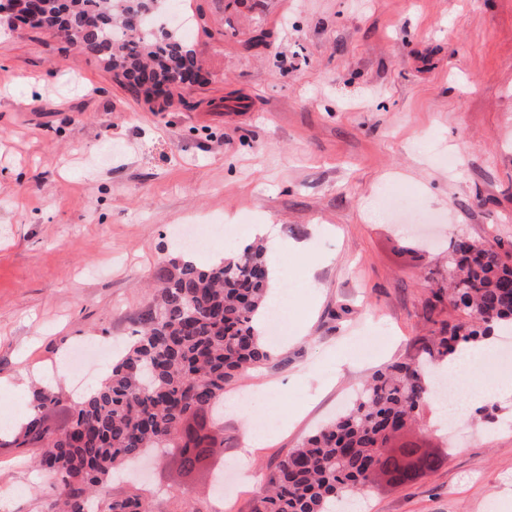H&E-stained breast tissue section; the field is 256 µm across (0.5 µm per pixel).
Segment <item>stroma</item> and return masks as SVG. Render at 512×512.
<instances>
[{
	"mask_svg": "<svg viewBox=\"0 0 512 512\" xmlns=\"http://www.w3.org/2000/svg\"><path fill=\"white\" fill-rule=\"evenodd\" d=\"M207 83L135 97L92 57L0 18V387H32L74 345L122 347L148 285L193 224L269 225L289 248L290 335L227 388L224 493L171 457L111 495L154 488V512H248L257 475L340 413L385 363L411 360L451 238L512 241V0H173ZM429 401L394 447L440 464L380 478L348 512H512V396L454 433ZM270 430L251 452L243 438ZM33 449L0 447V512H47Z\"/></svg>",
	"mask_w": 512,
	"mask_h": 512,
	"instance_id": "obj_1",
	"label": "stroma"
}]
</instances>
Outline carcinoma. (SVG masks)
I'll return each instance as SVG.
<instances>
[{
  "mask_svg": "<svg viewBox=\"0 0 512 512\" xmlns=\"http://www.w3.org/2000/svg\"><path fill=\"white\" fill-rule=\"evenodd\" d=\"M168 2L39 0L38 8L65 44L102 47L106 68L137 96L146 82L171 90L198 69L186 42L162 20ZM450 247L448 285L431 289L432 307L446 301L465 320L440 322L418 360L375 372L347 413L279 459L249 512H338L339 503L365 494L380 475L394 483L408 479L396 471V454L411 457L418 449L389 442L415 424L417 409L432 396L431 371L461 343L512 331V260L494 244L467 238L451 240ZM270 289L261 243L206 266L173 257L140 314L135 339L74 404V431L46 425L45 411L65 399L62 387L34 389L30 414L4 444L36 449L38 468L57 490L50 512H153L137 490L109 494L119 468L150 448L180 449L175 461L185 471L195 468L194 457L217 453L225 389L272 357L256 329Z\"/></svg>",
  "mask_w": 512,
  "mask_h": 512,
  "instance_id": "cac0c4a2",
  "label": "carcinoma"
}]
</instances>
